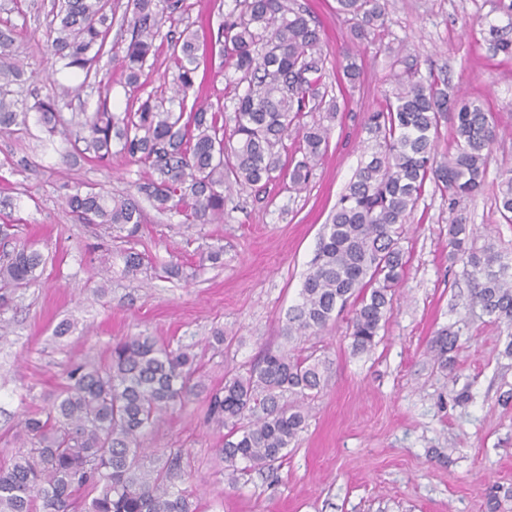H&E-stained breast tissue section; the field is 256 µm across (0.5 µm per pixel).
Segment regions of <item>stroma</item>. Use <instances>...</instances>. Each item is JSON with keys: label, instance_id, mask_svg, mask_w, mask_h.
Here are the masks:
<instances>
[{"label": "stroma", "instance_id": "stroma-1", "mask_svg": "<svg viewBox=\"0 0 512 512\" xmlns=\"http://www.w3.org/2000/svg\"><path fill=\"white\" fill-rule=\"evenodd\" d=\"M316 22L326 57L325 84L339 110L328 151L302 190L276 180L263 190L225 191L224 221L188 224L181 215L144 205L134 237L75 223L60 204V186L87 185L120 197L136 191L143 166L113 153L97 161L76 135L49 136L30 113L26 125L0 131V255L35 243L45 263L40 278L13 292L0 291V449L14 453L13 427L23 410H41L75 363L109 357L115 343L141 332L186 345L196 354L207 390L225 373L243 374L267 350L316 356L326 371L321 390L288 402L308 413L305 429L274 471L245 469L228 485L217 453L225 430L208 422L206 398L166 416L143 440L159 456L183 449L190 461L184 482L196 489L199 512H512V333L470 306L462 266L448 264V226L471 224L476 246L493 242L512 254V224L497 211L498 174L512 169V58L492 55L490 26H505L499 0H386L388 22L359 55L360 77L339 80L336 60L353 42L354 23L336 0H296ZM55 0H0V29L14 32L11 48L25 75L19 102L56 96L64 117L94 112L100 87L111 111L137 98L170 95L176 68L172 47L193 32L206 48L197 87L201 101L230 103L233 71L222 52L220 24L231 0H186V11L166 21L147 61L141 85L124 83L120 65L128 34L113 25L93 75L51 66L47 49ZM414 66L422 76L447 81L454 92L495 112L501 132L478 195L450 205L427 184L401 244L408 262L391 316L371 351L353 352L352 307L317 334L283 337L288 309L320 247L323 227L374 145L366 129L394 88L393 73ZM224 248L221 264L210 246ZM142 254L138 279L113 267L103 281L101 248ZM176 264L180 276L155 273ZM74 331L57 338L63 320ZM459 329L447 367L430 348L446 327ZM223 330V345L212 334ZM467 400H459V393Z\"/></svg>", "mask_w": 512, "mask_h": 512}]
</instances>
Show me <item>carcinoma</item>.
I'll use <instances>...</instances> for the list:
<instances>
[{
    "mask_svg": "<svg viewBox=\"0 0 512 512\" xmlns=\"http://www.w3.org/2000/svg\"><path fill=\"white\" fill-rule=\"evenodd\" d=\"M222 22L224 48L236 78L232 114L202 104L195 93L200 67L197 35L174 45L175 95L154 93L133 112H112L106 101L82 114L74 125L100 162L112 147L148 168L138 193L160 211L176 210L187 224L224 219V191L234 185L261 188L280 175L294 188L306 184L329 144L325 122L309 125L306 114L336 119V99L322 90L324 58L320 31L306 11L288 0H232ZM337 11L356 19L354 37L369 39L384 27L381 0H336ZM125 11L130 38L121 56L126 84L139 87L164 18L184 10V0H129ZM59 25L51 50L64 69L90 73L106 46L113 18L104 0H60ZM493 54L512 57V39L490 28ZM11 34L0 31V130L27 117L28 109L9 98V86L23 71L7 61ZM356 51H345L336 67L345 79L360 75ZM396 89L367 118L375 146L356 171L324 226L319 255L306 274L300 301L288 309L285 335L292 339L324 329L333 314L353 303L351 339L357 353L371 350L390 318L392 298L406 267L400 246L405 224L432 182L455 204L478 193L497 138V119L477 100H454L447 83L423 79L408 67L395 74ZM33 109L48 132L61 124L52 96ZM455 110L454 152L440 161L435 153L442 113ZM302 142V158L288 170L280 165L285 141ZM69 215L82 224H102L132 236L142 223L139 200L116 198L92 186L70 188L62 197ZM501 216L512 223V169L500 174L496 199ZM469 225L448 226V260L460 262L474 282L472 303L512 330V259L491 244L476 252ZM122 273L142 271L139 254H121ZM43 255L23 245L0 259V289L20 288L37 279ZM458 332L438 333L432 349L447 363ZM322 362L269 350L247 374L227 373L224 387L208 395V419L227 428L219 457L228 484L238 464L271 468L306 426L305 413L288 405L290 395L320 389ZM69 382L40 413H27L13 439L21 450L0 461V512H197L190 487H180L182 453L161 465L146 462L142 439L165 414L175 411L202 385L191 349L176 350L139 333L112 347L100 362L72 366Z\"/></svg>",
    "mask_w": 512,
    "mask_h": 512,
    "instance_id": "1",
    "label": "carcinoma"
}]
</instances>
